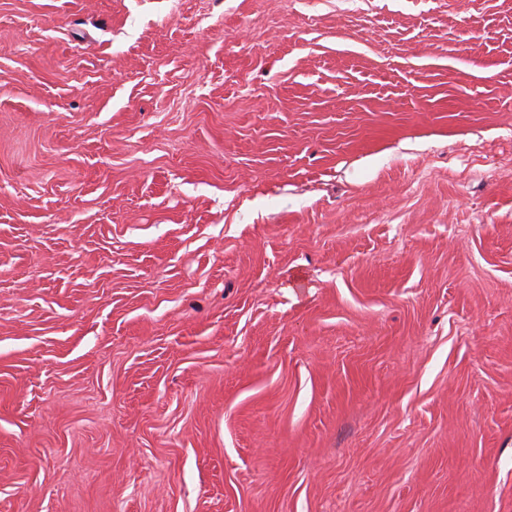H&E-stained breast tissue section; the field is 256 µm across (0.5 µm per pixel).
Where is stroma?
I'll list each match as a JSON object with an SVG mask.
<instances>
[{
	"mask_svg": "<svg viewBox=\"0 0 512 512\" xmlns=\"http://www.w3.org/2000/svg\"><path fill=\"white\" fill-rule=\"evenodd\" d=\"M0 512H512V0H0Z\"/></svg>",
	"mask_w": 512,
	"mask_h": 512,
	"instance_id": "obj_1",
	"label": "stroma"
}]
</instances>
